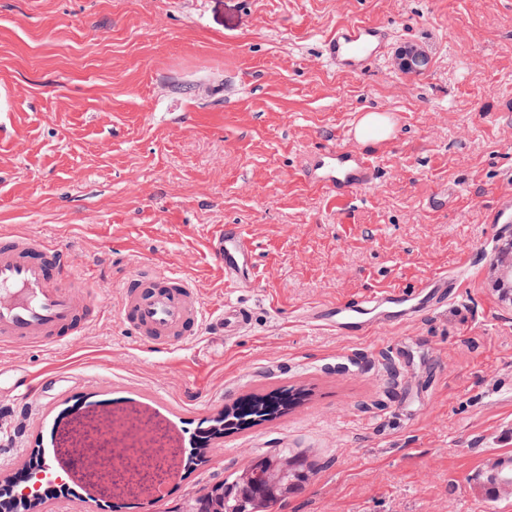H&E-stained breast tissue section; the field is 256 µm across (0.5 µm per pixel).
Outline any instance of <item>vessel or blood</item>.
<instances>
[{
	"mask_svg": "<svg viewBox=\"0 0 512 512\" xmlns=\"http://www.w3.org/2000/svg\"><path fill=\"white\" fill-rule=\"evenodd\" d=\"M388 42L384 26L350 22L323 41L322 53L338 71L359 75L380 58ZM352 126L315 155L306 170L336 197L370 186L376 160L354 144ZM212 257L224 267V282L233 288L255 285V262L248 236L235 224L219 229L208 242ZM459 275L437 274L415 290L384 289L364 298L313 306L311 322L344 336H366L379 324L417 319L447 304L457 292ZM117 313L141 344L163 351L199 336L212 326L227 336L250 325L249 309L226 302L216 314L207 312L197 284L179 273L146 267L120 284ZM96 307L95 293L74 272L72 255L43 238L25 234L0 236V345L65 344L88 329Z\"/></svg>",
	"mask_w": 512,
	"mask_h": 512,
	"instance_id": "vessel-or-blood-1",
	"label": "vessel or blood"
}]
</instances>
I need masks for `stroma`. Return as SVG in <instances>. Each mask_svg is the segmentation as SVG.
<instances>
[{
	"instance_id": "1",
	"label": "stroma",
	"mask_w": 512,
	"mask_h": 512,
	"mask_svg": "<svg viewBox=\"0 0 512 512\" xmlns=\"http://www.w3.org/2000/svg\"><path fill=\"white\" fill-rule=\"evenodd\" d=\"M353 20L419 45L405 75L382 57L336 71L320 48ZM391 112L371 187L341 201L303 170L357 113ZM512 187V0H0V233L69 247L101 309L65 346L0 350V373L42 390L0 395V479L38 440L82 430L112 400L148 399L184 432L239 398L305 389L300 405L220 441L163 508L100 495V512H176L261 453L319 470L278 512H512L480 488L512 457V301L489 223ZM253 243L238 290L208 251L221 226ZM193 278L207 310L252 321L164 354L117 316L144 265ZM468 266L457 300L367 336L310 325L313 305L412 290Z\"/></svg>"
}]
</instances>
